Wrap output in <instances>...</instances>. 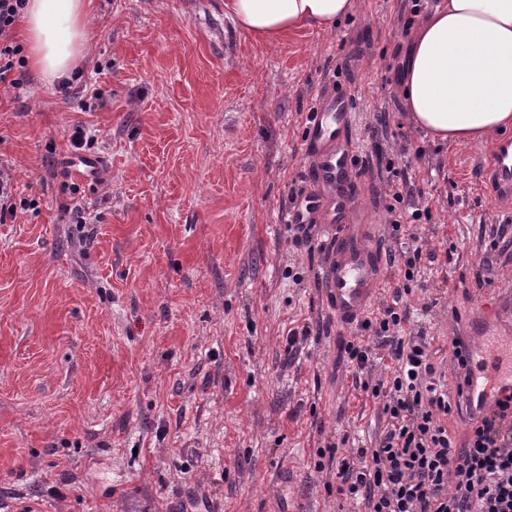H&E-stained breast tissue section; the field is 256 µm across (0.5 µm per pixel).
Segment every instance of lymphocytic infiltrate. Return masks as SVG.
Listing matches in <instances>:
<instances>
[{
	"instance_id": "obj_1",
	"label": "lymphocytic infiltrate",
	"mask_w": 512,
	"mask_h": 512,
	"mask_svg": "<svg viewBox=\"0 0 512 512\" xmlns=\"http://www.w3.org/2000/svg\"><path fill=\"white\" fill-rule=\"evenodd\" d=\"M25 0H0V84L18 87L25 66L13 26ZM406 318L394 307L364 319L374 342L356 336L344 352L384 423L370 445L338 458V492L363 512H512V393L470 412L464 443L448 432L453 411L432 362L427 337L404 335ZM387 348L390 376L367 377L374 346Z\"/></svg>"
}]
</instances>
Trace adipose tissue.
Wrapping results in <instances>:
<instances>
[{
  "label": "adipose tissue",
  "mask_w": 512,
  "mask_h": 512,
  "mask_svg": "<svg viewBox=\"0 0 512 512\" xmlns=\"http://www.w3.org/2000/svg\"><path fill=\"white\" fill-rule=\"evenodd\" d=\"M89 0H26L22 38L42 82L72 72L85 51ZM241 29L265 44L301 28L333 30L353 0H225ZM412 123L466 144L512 127V0H441L412 32L400 84Z\"/></svg>",
  "instance_id": "1"
}]
</instances>
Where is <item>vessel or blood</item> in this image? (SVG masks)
Wrapping results in <instances>:
<instances>
[{
    "mask_svg": "<svg viewBox=\"0 0 512 512\" xmlns=\"http://www.w3.org/2000/svg\"><path fill=\"white\" fill-rule=\"evenodd\" d=\"M349 97L326 92L308 113L305 151L310 161V188L296 200L290 221L313 224L328 237L322 283L337 319L346 325L362 318L383 285L381 263L372 231L354 190L355 143ZM496 193L512 198V137L498 138L485 173ZM499 349L492 338L474 331L468 360L471 375L463 398L483 395L493 401L500 389H512V373L495 368Z\"/></svg>",
    "mask_w": 512,
    "mask_h": 512,
    "instance_id": "vessel-or-blood-1",
    "label": "vessel or blood"
}]
</instances>
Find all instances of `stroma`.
<instances>
[{"label": "stroma", "instance_id": "stroma-1", "mask_svg": "<svg viewBox=\"0 0 512 512\" xmlns=\"http://www.w3.org/2000/svg\"><path fill=\"white\" fill-rule=\"evenodd\" d=\"M93 2L69 88L29 67L0 87V163L28 202L0 218V512H356L316 464L378 431L341 350L362 330L328 307L320 230L288 226L318 94L351 98L381 260L399 243L391 186L423 210L414 278L373 310L396 305L432 337L449 388L478 263L512 280L489 140L432 141L399 100L397 15L429 5L356 0L336 30L268 46L224 0ZM84 157L97 178L69 172Z\"/></svg>", "mask_w": 512, "mask_h": 512}]
</instances>
